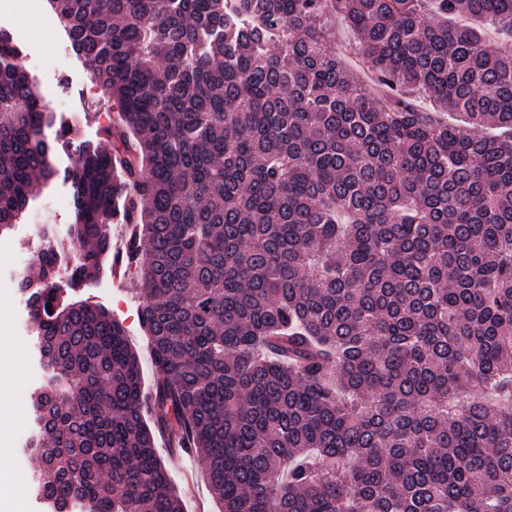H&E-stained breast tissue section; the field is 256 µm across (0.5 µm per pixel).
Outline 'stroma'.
<instances>
[{
  "label": "stroma",
  "instance_id": "stroma-1",
  "mask_svg": "<svg viewBox=\"0 0 512 512\" xmlns=\"http://www.w3.org/2000/svg\"><path fill=\"white\" fill-rule=\"evenodd\" d=\"M52 14L48 0H43L39 13L20 14L14 22L15 27L28 34L27 40L19 44L20 61L41 89L55 120L53 126L46 128L45 134L54 137L57 123L73 122L78 126L82 142L100 143L104 128L117 122L119 109L92 80L82 60L72 50L62 24H55L48 41H35L34 35L41 29L43 17ZM73 161L74 154L69 150L52 155L53 177L33 187L26 212L8 233L0 237V335L5 338L0 344V392L12 402L11 432L8 438H0V448L6 451L0 465L19 476L32 475L38 466L37 459L25 446V439L32 428L31 395L44 384L46 375L33 354L20 352L22 342L32 338L31 323L25 303L13 288L9 275L20 258L35 254L39 246L36 223L54 225L62 234L60 260L63 271L56 279L58 287L71 292L74 299L102 306L122 324L140 354L144 391L152 390L156 376L138 317L143 296L136 268H123L120 280H113L112 256L106 253L80 288H72L68 280L66 270L78 256L67 238L73 217V189L66 172ZM156 446L163 451L162 460L185 512H196L200 507L205 512H221V505L212 497L197 462L185 454L174 456L165 452L164 438H157Z\"/></svg>",
  "mask_w": 512,
  "mask_h": 512
}]
</instances>
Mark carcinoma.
Returning <instances> with one entry per match:
<instances>
[{
  "mask_svg": "<svg viewBox=\"0 0 512 512\" xmlns=\"http://www.w3.org/2000/svg\"><path fill=\"white\" fill-rule=\"evenodd\" d=\"M49 2L119 107L69 173V280L127 201L156 381L145 407L125 330L61 302L46 225L44 512H184L157 431L224 512H512V0ZM18 58L0 31V237L75 144ZM336 36L346 63L352 68L361 66L362 56L359 43L343 28L337 30Z\"/></svg>",
  "mask_w": 512,
  "mask_h": 512,
  "instance_id": "1",
  "label": "carcinoma"
}]
</instances>
